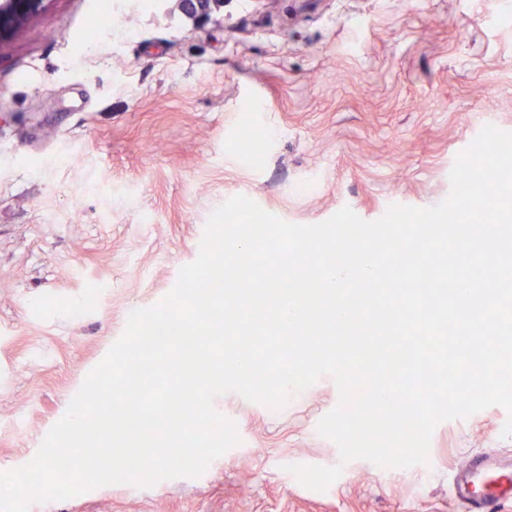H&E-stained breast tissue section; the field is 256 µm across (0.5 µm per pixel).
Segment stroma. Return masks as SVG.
I'll use <instances>...</instances> for the list:
<instances>
[{"mask_svg":"<svg viewBox=\"0 0 512 512\" xmlns=\"http://www.w3.org/2000/svg\"><path fill=\"white\" fill-rule=\"evenodd\" d=\"M91 7L0 0V471L36 454L227 199L298 225L346 206L374 221L441 203L480 131H512V0H225L201 22L119 0L88 43ZM338 401L328 375L279 410L221 395L240 442L200 477L29 512H465L455 471L512 455L492 406L440 423L428 463H344L317 432ZM337 464L323 492L290 471Z\"/></svg>","mask_w":512,"mask_h":512,"instance_id":"obj_1","label":"stroma"}]
</instances>
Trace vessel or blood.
I'll return each instance as SVG.
<instances>
[{
	"label": "vessel or blood",
	"mask_w": 512,
	"mask_h": 512,
	"mask_svg": "<svg viewBox=\"0 0 512 512\" xmlns=\"http://www.w3.org/2000/svg\"><path fill=\"white\" fill-rule=\"evenodd\" d=\"M453 484L468 512H503L512 503V463L488 454L473 456Z\"/></svg>",
	"instance_id": "vessel-or-blood-1"
}]
</instances>
